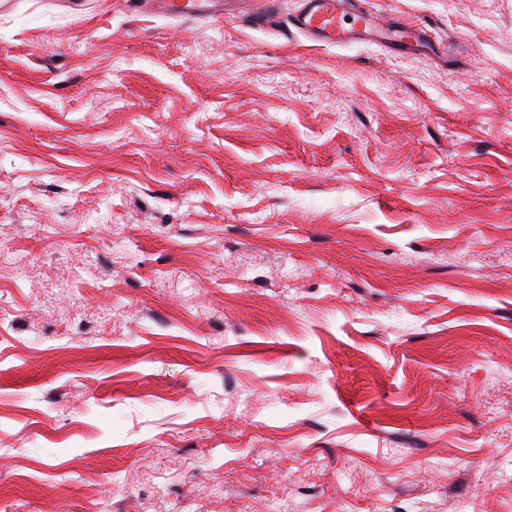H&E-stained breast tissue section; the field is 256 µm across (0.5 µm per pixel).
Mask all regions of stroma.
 <instances>
[{
    "mask_svg": "<svg viewBox=\"0 0 512 512\" xmlns=\"http://www.w3.org/2000/svg\"><path fill=\"white\" fill-rule=\"evenodd\" d=\"M297 7L0 0V512H512V0ZM139 7L173 19L210 20L224 16V0H140ZM298 8L288 20L307 39L325 45L349 46L368 43L387 32L377 13L357 5L354 0H299ZM429 37L428 33L422 29L411 27L408 29H397L394 31V37L389 38L383 35L379 39L381 46L389 50H405L408 49L412 42H419Z\"/></svg>",
    "mask_w": 512,
    "mask_h": 512,
    "instance_id": "1",
    "label": "stroma"
}]
</instances>
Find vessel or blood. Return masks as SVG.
Masks as SVG:
<instances>
[{"label":"vessel or blood","instance_id":"vessel-or-blood-1","mask_svg":"<svg viewBox=\"0 0 512 512\" xmlns=\"http://www.w3.org/2000/svg\"><path fill=\"white\" fill-rule=\"evenodd\" d=\"M139 6L173 19L210 20L224 15V0H140ZM288 25L313 42L341 47L376 40L385 48L405 50L428 37L426 31L416 27L395 30L390 37L380 35L377 13L357 5L355 0H299Z\"/></svg>","mask_w":512,"mask_h":512}]
</instances>
